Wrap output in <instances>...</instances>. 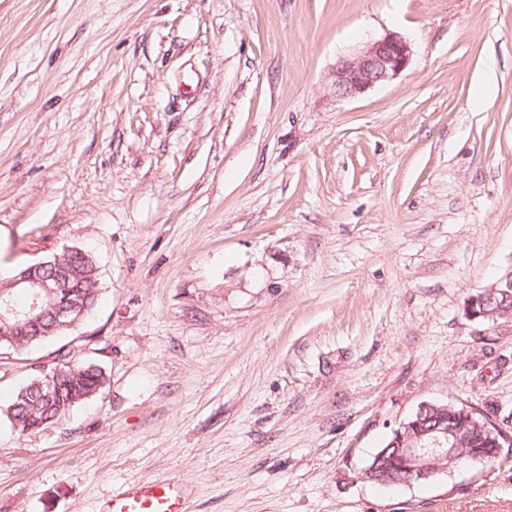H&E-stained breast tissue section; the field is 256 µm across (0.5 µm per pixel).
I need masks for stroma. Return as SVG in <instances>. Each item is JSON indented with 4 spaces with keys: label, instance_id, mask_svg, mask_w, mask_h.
Returning a JSON list of instances; mask_svg holds the SVG:
<instances>
[{
    "label": "stroma",
    "instance_id": "obj_1",
    "mask_svg": "<svg viewBox=\"0 0 512 512\" xmlns=\"http://www.w3.org/2000/svg\"><path fill=\"white\" fill-rule=\"evenodd\" d=\"M388 31L406 71L332 98ZM69 247L106 384L22 436L59 343L0 352V512L170 480L188 512H512V447L356 478L424 401L512 434V325L464 315L512 258V0H0V273Z\"/></svg>",
    "mask_w": 512,
    "mask_h": 512
}]
</instances>
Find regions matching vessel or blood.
Masks as SVG:
<instances>
[{
  "instance_id": "1",
  "label": "vessel or blood",
  "mask_w": 512,
  "mask_h": 512,
  "mask_svg": "<svg viewBox=\"0 0 512 512\" xmlns=\"http://www.w3.org/2000/svg\"><path fill=\"white\" fill-rule=\"evenodd\" d=\"M101 512H187L183 483H136L106 501Z\"/></svg>"
}]
</instances>
